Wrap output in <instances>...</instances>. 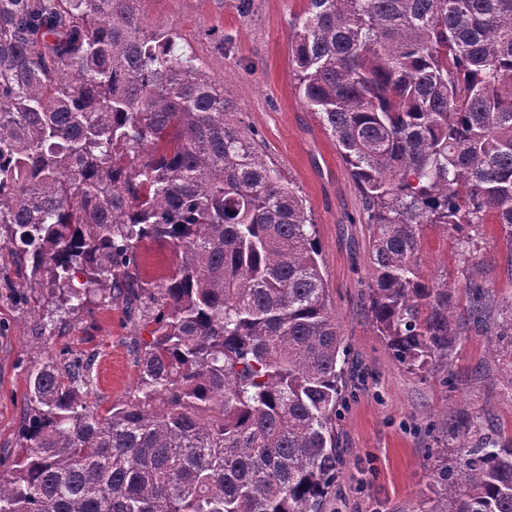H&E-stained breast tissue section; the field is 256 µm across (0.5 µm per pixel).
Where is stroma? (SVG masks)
Returning a JSON list of instances; mask_svg holds the SVG:
<instances>
[{"label":"stroma","mask_w":512,"mask_h":512,"mask_svg":"<svg viewBox=\"0 0 512 512\" xmlns=\"http://www.w3.org/2000/svg\"><path fill=\"white\" fill-rule=\"evenodd\" d=\"M307 0H142L154 24L173 28L224 84L238 119L311 210L322 250L331 310L347 350L344 403L336 421L343 463L323 512H418L431 483L429 464L457 446L466 417L479 431L512 437V385L502 368L512 342L490 356L487 335L473 325L471 286L487 295L486 316L512 322V241L485 224L469 241L430 226L421 264L446 284L465 331L448 352L447 367L414 374L377 335L364 303L371 279L370 229L363 198L347 174L332 137L303 104L291 64L292 21ZM22 284L8 251H0V461L20 451L26 416V372L60 350L97 357V392L105 405L124 399L138 370L124 343L131 330L121 302L95 296L62 314L56 328L39 329L18 295Z\"/></svg>","instance_id":"1"}]
</instances>
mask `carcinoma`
Returning a JSON list of instances; mask_svg holds the SVG:
<instances>
[{
	"instance_id": "carcinoma-1",
	"label": "carcinoma",
	"mask_w": 512,
	"mask_h": 512,
	"mask_svg": "<svg viewBox=\"0 0 512 512\" xmlns=\"http://www.w3.org/2000/svg\"><path fill=\"white\" fill-rule=\"evenodd\" d=\"M141 0H0V250L53 314L121 300L138 378L108 408L95 355L28 371L0 512H322L342 462L346 353L315 224L224 84ZM296 90L361 193L365 302L411 371L461 329L422 230L512 241V0H307ZM178 254L155 284L138 243ZM80 285H74L76 278ZM465 423L420 512H512V438Z\"/></svg>"
}]
</instances>
